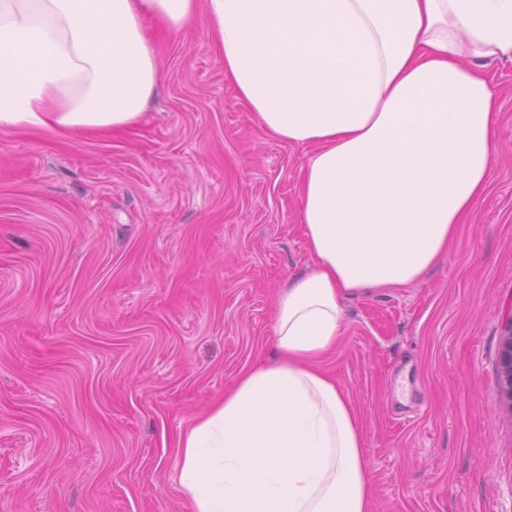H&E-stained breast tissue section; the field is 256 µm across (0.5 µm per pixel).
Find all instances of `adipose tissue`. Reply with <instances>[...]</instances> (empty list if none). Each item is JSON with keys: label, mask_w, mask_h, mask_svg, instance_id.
Returning <instances> with one entry per match:
<instances>
[{"label": "adipose tissue", "mask_w": 512, "mask_h": 512, "mask_svg": "<svg viewBox=\"0 0 512 512\" xmlns=\"http://www.w3.org/2000/svg\"><path fill=\"white\" fill-rule=\"evenodd\" d=\"M205 13L263 128L311 147L315 259L276 299V361L181 431L193 512H369L357 413L318 366L342 301L418 281L484 199L498 114L475 60L512 59V0H0V128L137 125L160 79L147 22Z\"/></svg>", "instance_id": "1"}]
</instances>
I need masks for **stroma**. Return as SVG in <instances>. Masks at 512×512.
Listing matches in <instances>:
<instances>
[{"label": "stroma", "instance_id": "stroma-1", "mask_svg": "<svg viewBox=\"0 0 512 512\" xmlns=\"http://www.w3.org/2000/svg\"><path fill=\"white\" fill-rule=\"evenodd\" d=\"M123 133L0 129V512H192L181 430L274 354L275 297L314 265L310 147L272 137L197 19ZM491 188L416 284L345 299L324 369L360 420L371 512H512V60ZM503 394L512 405V320L507 323L500 351Z\"/></svg>", "mask_w": 512, "mask_h": 512}]
</instances>
